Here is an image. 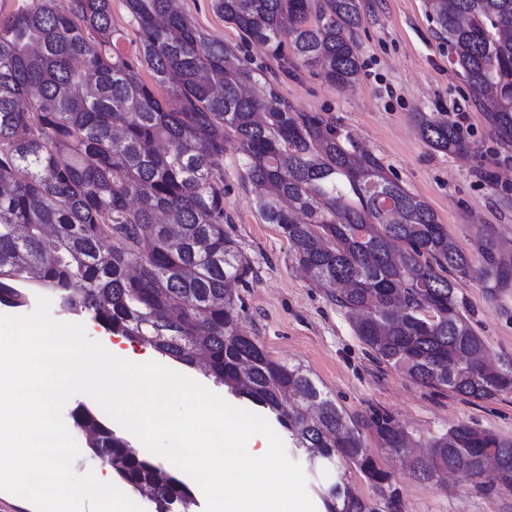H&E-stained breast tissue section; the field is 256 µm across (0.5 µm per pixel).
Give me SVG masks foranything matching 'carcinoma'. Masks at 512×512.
Segmentation results:
<instances>
[{"instance_id":"1","label":"carcinoma","mask_w":512,"mask_h":512,"mask_svg":"<svg viewBox=\"0 0 512 512\" xmlns=\"http://www.w3.org/2000/svg\"><path fill=\"white\" fill-rule=\"evenodd\" d=\"M474 101L512 147V0H429ZM130 55L119 49L112 0H30L0 12V305L50 292L67 310L188 367L245 398L331 466L344 460L373 485L390 480L364 442L404 459L410 444L386 411L352 416L300 365L269 357L239 331L233 288L249 263L224 230L226 132L245 158L263 219L278 225L311 280L360 314L356 335L373 358L417 384L473 399L512 385L460 312L455 280L471 259L430 204L388 177L381 160L348 147L317 115L291 112L259 84L251 60L210 39L176 0H125ZM213 10L273 57L321 68L331 84L359 68L361 0H213ZM150 73L147 82L141 70ZM422 139L465 157L455 124L422 119ZM485 287L512 288V256L479 250ZM434 310L426 323L421 311ZM86 449L118 485H149L156 512H194L195 497L85 405L72 413ZM409 462L430 481L496 449L512 488V439L460 424ZM328 512H379L343 475L323 493Z\"/></svg>"}]
</instances>
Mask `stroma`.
Listing matches in <instances>:
<instances>
[{"mask_svg":"<svg viewBox=\"0 0 512 512\" xmlns=\"http://www.w3.org/2000/svg\"><path fill=\"white\" fill-rule=\"evenodd\" d=\"M182 10L209 37L223 40L251 59L289 111L320 116L349 136L357 148L377 156L387 174L434 209L449 236L477 257L482 236L512 253V148L492 134L482 109L448 59V43L438 32L427 0H362L357 30L360 70L346 87L325 82L317 69L277 60L217 15L211 0H180ZM461 123L478 146L461 158L430 147L419 134L420 117ZM243 157L234 136L224 140V229L252 271L238 293L245 307L244 333L257 337L271 358L301 365L349 414L387 411L413 443L465 424L512 439V394L466 399L414 383L375 362L356 335L351 318L310 281L298 266L278 225L258 214L252 185L242 178ZM461 311L497 366L512 365V288L489 294L479 271L456 283ZM288 457L307 479L316 512H326L322 492L335 469L311 463L307 449L281 432ZM379 468L393 475L376 487L346 465L351 489L384 504L395 497L400 512H512V489L493 475L475 483L460 476L421 481L400 459L367 438Z\"/></svg>","mask_w":512,"mask_h":512,"instance_id":"stroma-1","label":"stroma"}]
</instances>
